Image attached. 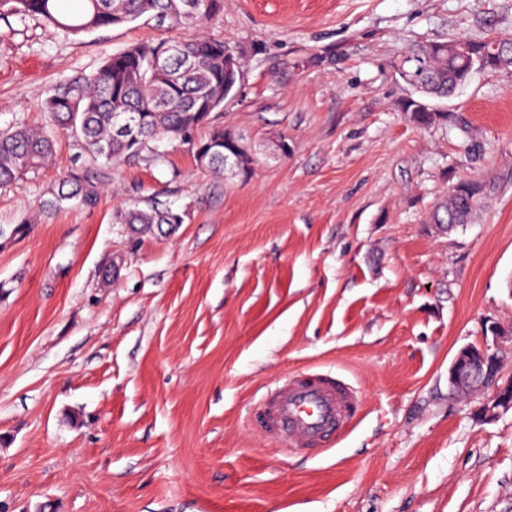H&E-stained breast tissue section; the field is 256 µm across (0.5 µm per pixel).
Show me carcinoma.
<instances>
[{
    "label": "carcinoma",
    "instance_id": "cac0c4a2",
    "mask_svg": "<svg viewBox=\"0 0 512 512\" xmlns=\"http://www.w3.org/2000/svg\"><path fill=\"white\" fill-rule=\"evenodd\" d=\"M224 0H0V16H39L73 34L133 22L145 17L162 26L173 22L195 28L220 12ZM512 53V38L497 43L475 42L468 56L448 53V42L416 44L402 52L408 68L404 82L412 89L401 111L418 127L427 128L448 119V114L431 103L446 98L467 85L475 72L500 69L502 53ZM241 67L235 48L224 40L188 37L135 43L112 55L95 71L56 85L45 101L51 124L34 130L23 126L0 128V187L9 185L45 164L55 152L57 133L63 132L85 159L80 173H70L47 189L40 201L41 212L56 210L76 200L92 206L99 198L98 184L104 169L128 161H158L162 154L156 142L185 141L191 131L211 122V115L224 108L225 55ZM141 114L138 139L119 133L118 116ZM229 138L247 149L243 139L221 126L193 145L204 151L201 166L222 174L234 170L246 176L255 158L245 165L224 160V152L211 151V143ZM495 190V184L465 178L452 185L429 210L425 222L448 224L449 231L468 223ZM115 223L128 225L136 236L171 235L184 223V214L158 202L147 201L120 212Z\"/></svg>",
    "mask_w": 512,
    "mask_h": 512
}]
</instances>
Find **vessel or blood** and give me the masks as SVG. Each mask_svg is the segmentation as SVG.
I'll return each mask as SVG.
<instances>
[{
    "label": "vessel or blood",
    "instance_id": "vessel-or-blood-1",
    "mask_svg": "<svg viewBox=\"0 0 512 512\" xmlns=\"http://www.w3.org/2000/svg\"><path fill=\"white\" fill-rule=\"evenodd\" d=\"M361 411L357 388L313 369L280 380L256 408L266 433L288 434L296 448L325 444Z\"/></svg>",
    "mask_w": 512,
    "mask_h": 512
}]
</instances>
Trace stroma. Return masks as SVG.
Listing matches in <instances>:
<instances>
[{"mask_svg": "<svg viewBox=\"0 0 512 512\" xmlns=\"http://www.w3.org/2000/svg\"><path fill=\"white\" fill-rule=\"evenodd\" d=\"M199 32L243 58L213 122L245 137L248 177L197 164L201 128L108 168L92 206L37 208L81 166L63 135L0 188V225L25 227L0 238V512H512V411L476 421L480 396L448 386L460 348L512 326V67L426 130L394 67L414 42L512 36V0H224ZM190 35L0 19V127L47 126L56 84ZM473 176L497 185L479 219L436 233L427 211ZM146 199L184 223L131 238L113 215ZM306 365L363 410L330 450L290 454L252 412Z\"/></svg>", "mask_w": 512, "mask_h": 512, "instance_id": "35a3bbf8", "label": "stroma"}]
</instances>
